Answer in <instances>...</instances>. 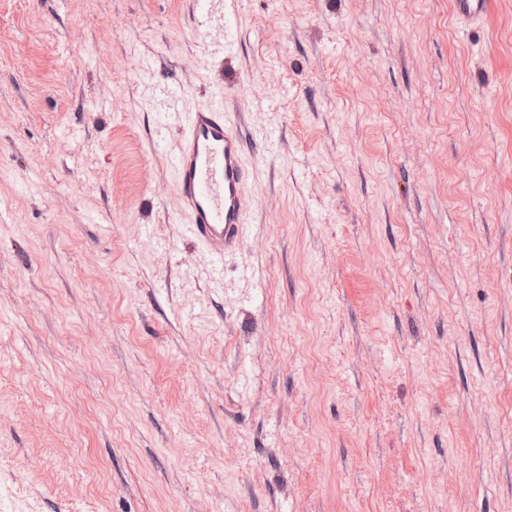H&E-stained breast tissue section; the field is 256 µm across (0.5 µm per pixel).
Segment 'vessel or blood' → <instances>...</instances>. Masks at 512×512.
<instances>
[{
	"label": "vessel or blood",
	"mask_w": 512,
	"mask_h": 512,
	"mask_svg": "<svg viewBox=\"0 0 512 512\" xmlns=\"http://www.w3.org/2000/svg\"><path fill=\"white\" fill-rule=\"evenodd\" d=\"M237 0H202L199 25L212 29L214 16L233 12ZM491 0H454L456 17L476 20ZM179 136L171 150L179 207L175 217L202 251L213 258L241 249L253 179L243 139L228 118L221 97L176 113Z\"/></svg>",
	"instance_id": "obj_1"
}]
</instances>
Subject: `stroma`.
Returning a JSON list of instances; mask_svg holds the SVG:
<instances>
[{"label": "stroma", "mask_w": 512, "mask_h": 512, "mask_svg": "<svg viewBox=\"0 0 512 512\" xmlns=\"http://www.w3.org/2000/svg\"><path fill=\"white\" fill-rule=\"evenodd\" d=\"M233 25L0 0V512H512V0ZM219 80L256 171L220 287L162 115ZM491 4V0H455L454 12L459 19L476 20L489 12Z\"/></svg>", "instance_id": "obj_1"}]
</instances>
